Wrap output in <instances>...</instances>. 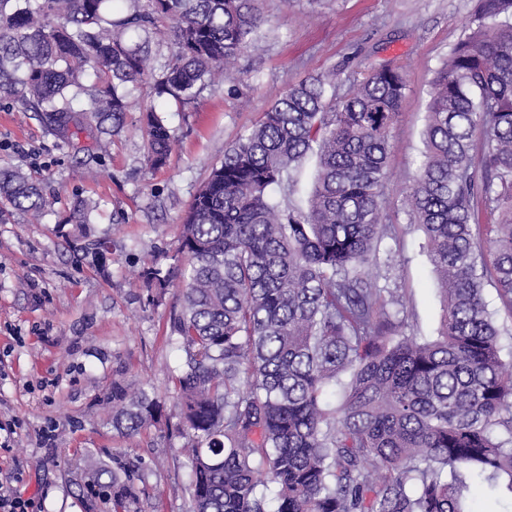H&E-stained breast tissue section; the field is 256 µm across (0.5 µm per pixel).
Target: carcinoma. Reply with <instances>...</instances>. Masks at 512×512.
<instances>
[{"instance_id": "obj_1", "label": "carcinoma", "mask_w": 512, "mask_h": 512, "mask_svg": "<svg viewBox=\"0 0 512 512\" xmlns=\"http://www.w3.org/2000/svg\"><path fill=\"white\" fill-rule=\"evenodd\" d=\"M263 21L257 0H0V98L105 151L132 89L190 109ZM474 22L434 73L406 188L443 295L436 337L405 334L403 295L379 285L382 243L402 232L380 207L399 67L368 70L339 101L327 76L290 85L195 193L168 319L191 512H469L468 476L492 490L506 476L512 492V359L484 296L512 311V0H476ZM142 112L159 168L173 138L155 106ZM47 208L32 176L0 167L1 218ZM96 213L78 200L71 222ZM140 278L172 286L156 265ZM161 419L157 395L112 382L113 429ZM133 494L112 473L115 506Z\"/></svg>"}]
</instances>
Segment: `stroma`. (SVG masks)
Segmentation results:
<instances>
[{
	"label": "stroma",
	"instance_id": "stroma-1",
	"mask_svg": "<svg viewBox=\"0 0 512 512\" xmlns=\"http://www.w3.org/2000/svg\"><path fill=\"white\" fill-rule=\"evenodd\" d=\"M261 9L266 23L235 79L216 81L185 112L149 87L134 91L108 154L85 138L63 144L0 102V165L38 179L50 201L41 222L18 211L0 221V483L34 512H114L120 461L143 469L130 512H189L176 421L131 438L112 429L113 380L164 395L180 361L166 340L174 294L157 296L135 275L173 266L182 218L212 164L290 84L331 73L341 97L368 69L403 68L381 213L404 231L383 243L395 257L387 284L413 312V335L438 332L442 299L405 190L424 159L430 80L471 25L474 0H262ZM150 102L174 138L155 171L140 131ZM79 198L98 205L92 223H68Z\"/></svg>",
	"mask_w": 512,
	"mask_h": 512
}]
</instances>
